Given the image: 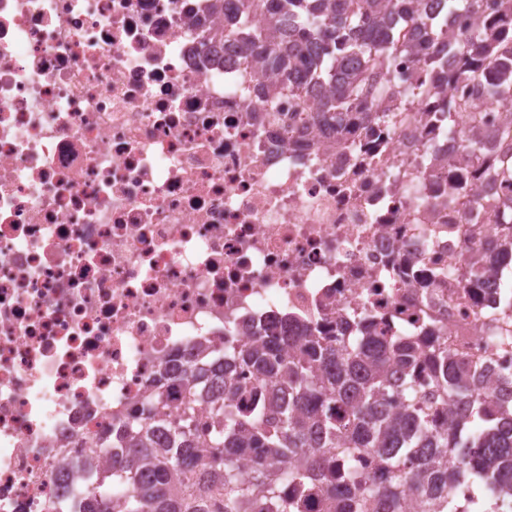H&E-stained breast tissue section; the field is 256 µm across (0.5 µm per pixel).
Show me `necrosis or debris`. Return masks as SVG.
<instances>
[{"instance_id": "obj_1", "label": "necrosis or debris", "mask_w": 512, "mask_h": 512, "mask_svg": "<svg viewBox=\"0 0 512 512\" xmlns=\"http://www.w3.org/2000/svg\"><path fill=\"white\" fill-rule=\"evenodd\" d=\"M227 7L218 40L211 0H0V512H61L89 480L72 461L111 469L93 439L162 368L283 316L448 347L491 404L512 378L503 111L442 129L478 85L415 97L432 66L404 49L335 127L315 81L256 94L272 77L240 34L264 16Z\"/></svg>"}]
</instances>
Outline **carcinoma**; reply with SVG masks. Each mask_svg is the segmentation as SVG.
I'll return each instance as SVG.
<instances>
[{
  "label": "carcinoma",
  "instance_id": "carcinoma-1",
  "mask_svg": "<svg viewBox=\"0 0 512 512\" xmlns=\"http://www.w3.org/2000/svg\"><path fill=\"white\" fill-rule=\"evenodd\" d=\"M279 2L281 14L269 13L244 42L263 48L269 71L314 70L325 85L326 120L351 111L412 24L427 26V38L411 45L420 60L445 51L470 76L499 73L482 92L512 115V0L469 32L450 27L448 15L474 14L479 0H447L448 14L429 22L420 0ZM279 340L231 343L200 370L181 364L172 445L153 447L155 432L170 423L158 385L130 418L96 438L95 447L121 461L93 475L67 512H114L109 487L126 489L122 512H306L313 499L318 512H495L486 499L459 500L455 484L490 483L512 495V403L489 407L468 362L403 338L355 336L342 346L312 333ZM422 362L432 368L437 398L470 411L463 426H441L417 408ZM237 368L264 386H238ZM200 376L224 398L203 397ZM363 452L380 459L379 478L351 465Z\"/></svg>",
  "mask_w": 512,
  "mask_h": 512
}]
</instances>
